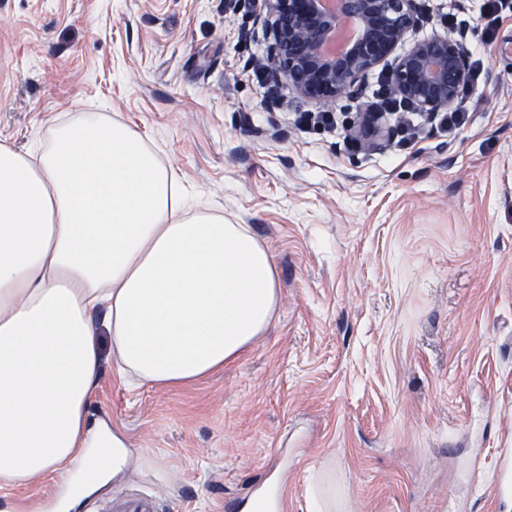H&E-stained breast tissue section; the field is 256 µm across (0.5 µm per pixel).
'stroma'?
Wrapping results in <instances>:
<instances>
[{
    "label": "stroma",
    "mask_w": 512,
    "mask_h": 512,
    "mask_svg": "<svg viewBox=\"0 0 512 512\" xmlns=\"http://www.w3.org/2000/svg\"><path fill=\"white\" fill-rule=\"evenodd\" d=\"M414 34L461 38L480 68L466 124L350 147L297 125L310 103L257 80L260 0H0V145L47 148L91 118L139 134L189 193L272 256L273 324L176 387L105 371L92 420L122 469L80 512L153 494L160 512H224L252 491L288 512H512V11L422 0ZM49 475L0 493L43 512Z\"/></svg>",
    "instance_id": "35a3bbf8"
}]
</instances>
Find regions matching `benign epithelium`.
<instances>
[{"instance_id":"obj_1","label":"benign epithelium","mask_w":512,"mask_h":512,"mask_svg":"<svg viewBox=\"0 0 512 512\" xmlns=\"http://www.w3.org/2000/svg\"><path fill=\"white\" fill-rule=\"evenodd\" d=\"M265 34L272 39V77L288 82L300 98L329 107L358 102L365 76L385 62L427 20L420 0H262ZM357 18L361 33L345 51L329 55L325 46L343 18ZM394 95L433 118L452 106L469 79V60L458 39L433 35L417 40L394 59Z\"/></svg>"}]
</instances>
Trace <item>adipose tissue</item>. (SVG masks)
Wrapping results in <instances>:
<instances>
[{"label":"adipose tissue","instance_id":"adipose-tissue-1","mask_svg":"<svg viewBox=\"0 0 512 512\" xmlns=\"http://www.w3.org/2000/svg\"><path fill=\"white\" fill-rule=\"evenodd\" d=\"M278 294L267 250L190 204L125 125L59 126L40 154L0 145V490L76 469L74 512L125 462L87 424L104 367L200 380L268 329Z\"/></svg>","mask_w":512,"mask_h":512}]
</instances>
